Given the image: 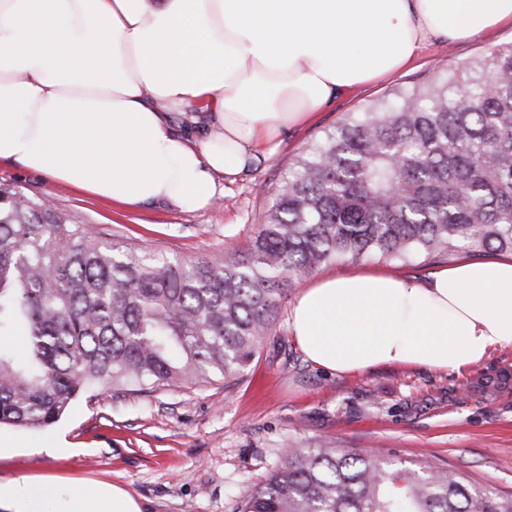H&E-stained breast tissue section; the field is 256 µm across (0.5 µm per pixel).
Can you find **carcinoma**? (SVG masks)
<instances>
[{
	"mask_svg": "<svg viewBox=\"0 0 512 512\" xmlns=\"http://www.w3.org/2000/svg\"><path fill=\"white\" fill-rule=\"evenodd\" d=\"M512 253V45L348 113L224 260L135 251L0 185V424L41 429L97 389L236 376L297 280L348 259ZM243 512H512V494L375 453L291 446Z\"/></svg>",
	"mask_w": 512,
	"mask_h": 512,
	"instance_id": "cac0c4a2",
	"label": "carcinoma"
}]
</instances>
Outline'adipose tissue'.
Returning a JSON list of instances; mask_svg holds the SVG:
<instances>
[{
  "instance_id": "1",
  "label": "adipose tissue",
  "mask_w": 512,
  "mask_h": 512,
  "mask_svg": "<svg viewBox=\"0 0 512 512\" xmlns=\"http://www.w3.org/2000/svg\"><path fill=\"white\" fill-rule=\"evenodd\" d=\"M512 25V0H0V161L125 206L212 202L288 130L409 66L430 39ZM204 121L197 139L171 122ZM318 367L458 371L512 347V253L420 279L328 276L289 311ZM0 484V512H142L117 485Z\"/></svg>"
}]
</instances>
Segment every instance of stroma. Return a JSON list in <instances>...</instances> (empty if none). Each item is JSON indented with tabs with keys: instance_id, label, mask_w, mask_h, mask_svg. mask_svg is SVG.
<instances>
[{
	"instance_id": "35a3bbf8",
	"label": "stroma",
	"mask_w": 512,
	"mask_h": 512,
	"mask_svg": "<svg viewBox=\"0 0 512 512\" xmlns=\"http://www.w3.org/2000/svg\"><path fill=\"white\" fill-rule=\"evenodd\" d=\"M511 42V27L473 41L432 40L407 69L341 97L312 123L289 131L277 155L225 183L223 195L192 213L165 205L124 209L16 163L0 162V184L47 199L71 222L129 248L217 262L225 249L246 244L288 168L325 129ZM362 270L423 278L430 268L419 259L347 260L317 275ZM296 295L289 290L272 331L239 376L157 392L88 393L38 431L1 424L0 482L103 481L123 486L142 512H242L246 491L269 476L285 448L328 438L512 492L511 348L460 372L385 366L336 376L307 361L288 331Z\"/></svg>"
}]
</instances>
